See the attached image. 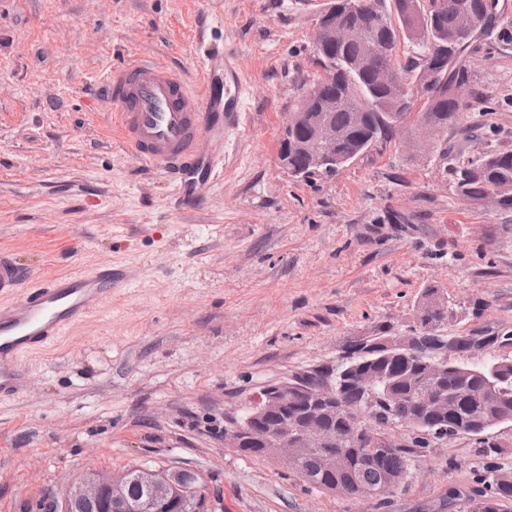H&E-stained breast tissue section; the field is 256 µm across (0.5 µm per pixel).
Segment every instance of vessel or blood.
I'll use <instances>...</instances> for the list:
<instances>
[{"label":"vessel or blood","mask_w":512,"mask_h":512,"mask_svg":"<svg viewBox=\"0 0 512 512\" xmlns=\"http://www.w3.org/2000/svg\"><path fill=\"white\" fill-rule=\"evenodd\" d=\"M242 78L232 58L209 57L195 82L162 62L134 61L111 71L105 91L113 105L112 127L141 162L171 177L184 208L198 207L218 164L200 151L202 141L238 132L242 125ZM12 253L0 250V400L31 383L18 362L43 350L72 324L129 287L123 267H100L31 284Z\"/></svg>","instance_id":"obj_1"}]
</instances>
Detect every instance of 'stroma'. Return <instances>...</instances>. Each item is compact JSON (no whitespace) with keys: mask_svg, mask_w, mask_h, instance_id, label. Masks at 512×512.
Listing matches in <instances>:
<instances>
[{"mask_svg":"<svg viewBox=\"0 0 512 512\" xmlns=\"http://www.w3.org/2000/svg\"><path fill=\"white\" fill-rule=\"evenodd\" d=\"M324 0H0V248L42 283L101 265L129 288L49 349L21 358L31 384L0 402V512H44L91 472L190 471L222 512H470L484 464L512 471V424L491 452L458 435L414 451L384 502L309 488L224 445L269 382L342 362L366 336L403 331L427 289L443 329L512 335V208L458 194L450 169L512 149V33L472 55L480 95L448 154L400 143L331 174L293 177L279 137L317 73ZM231 53L247 122L204 148L224 163L204 203L178 210L167 178L112 136L109 70L158 60L194 80Z\"/></svg>","mask_w":512,"mask_h":512,"instance_id":"1","label":"stroma"}]
</instances>
